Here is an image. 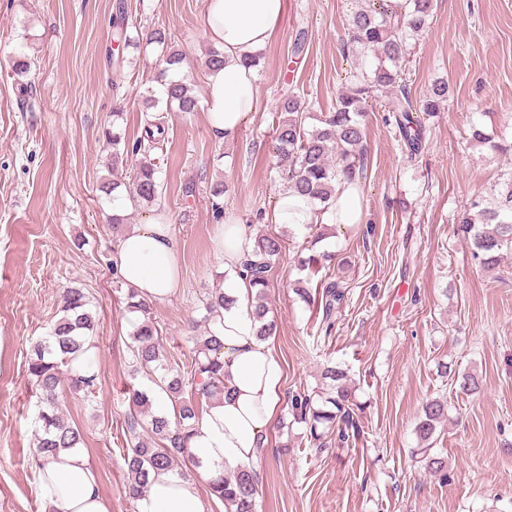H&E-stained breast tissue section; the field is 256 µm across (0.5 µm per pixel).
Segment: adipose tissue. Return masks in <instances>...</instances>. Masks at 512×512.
I'll list each match as a JSON object with an SVG mask.
<instances>
[{
    "label": "adipose tissue",
    "instance_id": "1",
    "mask_svg": "<svg viewBox=\"0 0 512 512\" xmlns=\"http://www.w3.org/2000/svg\"><path fill=\"white\" fill-rule=\"evenodd\" d=\"M284 10L285 0H204L203 32L224 54L223 66L208 69L204 78L207 124L215 138H233L254 112L257 74L248 61L268 46ZM272 221L283 226L358 224L359 194L340 187L335 205L321 211L310 198L285 188L277 196ZM251 243L246 225L235 224L223 232L218 245L228 304L209 329L224 344L225 389L195 424L189 441L203 466L193 478L173 470L151 472L136 512H204L201 484L221 473L256 466L275 427L284 369L270 341L257 334L251 315L254 290L237 273ZM113 259L121 279L139 297L167 300L180 277L179 244L168 214L156 209L144 223L133 225L118 240ZM39 478L46 512H111L96 470L80 453L59 452L42 466Z\"/></svg>",
    "mask_w": 512,
    "mask_h": 512
}]
</instances>
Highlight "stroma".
Instances as JSON below:
<instances>
[{
    "mask_svg": "<svg viewBox=\"0 0 512 512\" xmlns=\"http://www.w3.org/2000/svg\"><path fill=\"white\" fill-rule=\"evenodd\" d=\"M116 0H0V57L31 58L22 77L0 71V512H42L30 465L37 399L26 375L30 345L58 317L63 288H84L99 317L92 356L100 373L93 402L61 393L58 408L84 434L82 453L98 472L111 512H136L124 492L133 314L116 288L108 221L112 199L105 131L141 135L145 88L161 69L153 48L118 50ZM283 18L257 70L258 103L231 141L213 139L204 111L169 113L159 154L157 205L180 244V281L154 303L158 339L172 364L188 365L191 323H202L205 292L224 285L215 242L216 207L252 234L281 235L270 272L272 345L285 368L284 393L307 392L324 366L345 370L358 431L327 435L315 451L306 424L281 408L258 463V512H512V254L492 272L475 262L458 230L478 198L498 196L512 154L478 145L472 128L512 143V0H438L410 57V94L447 80L450 98L427 117L418 153L385 113L366 117L364 220L332 225L318 245L320 272L299 256L316 227L282 229L269 217L284 181L272 150L276 107L288 92L309 111H332L360 55L343 50L355 0H285ZM137 28L165 30L182 50L184 76L203 92L204 0H127ZM304 50L293 54L298 32ZM121 119H113L115 106ZM227 191L214 197L211 188ZM341 282L348 291L333 327L302 301L295 281ZM476 373L463 393L438 366ZM444 396L449 418L434 448L446 476L417 463L422 405Z\"/></svg>",
    "mask_w": 512,
    "mask_h": 512,
    "instance_id": "35a3bbf8",
    "label": "stroma"
}]
</instances>
